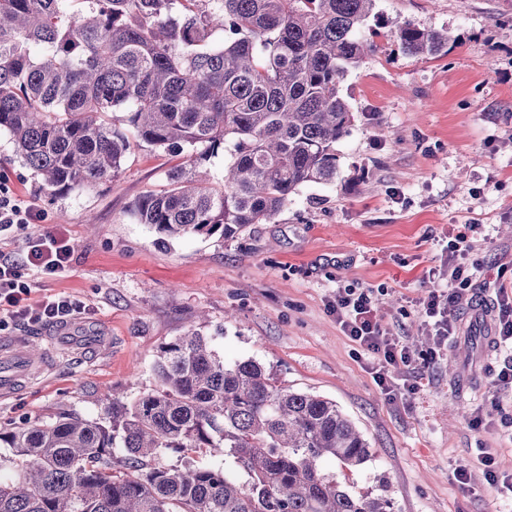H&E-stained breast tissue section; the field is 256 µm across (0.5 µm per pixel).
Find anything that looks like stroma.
Returning <instances> with one entry per match:
<instances>
[{"mask_svg":"<svg viewBox=\"0 0 512 512\" xmlns=\"http://www.w3.org/2000/svg\"><path fill=\"white\" fill-rule=\"evenodd\" d=\"M376 10L448 31L447 54H404L381 30L342 84L354 122L336 146L335 182L302 187L271 223L229 240L164 245L133 218L132 203L162 190L186 154L136 146L114 180L51 195L0 132V172L42 209L38 231L64 232L72 250L63 274L37 279L32 301L83 302L78 322L109 343L96 357L85 340L61 345L55 370L0 402V431L65 412L98 419L115 389L138 399L156 385L161 347L196 328L225 361L256 360L285 385L336 401L372 453L346 474L353 490L381 475L394 512H503L488 475H512V389L493 384V316L460 306L455 340L418 386L406 389L395 365L388 394L329 305L340 289H373L383 324L429 358L435 340L419 311L436 287L429 271L448 264L454 225L479 227L476 290L512 284V0H377ZM484 455L490 468L477 462Z\"/></svg>","mask_w":512,"mask_h":512,"instance_id":"1","label":"stroma"}]
</instances>
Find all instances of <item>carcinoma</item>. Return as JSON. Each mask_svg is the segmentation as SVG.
<instances>
[{
  "mask_svg": "<svg viewBox=\"0 0 512 512\" xmlns=\"http://www.w3.org/2000/svg\"><path fill=\"white\" fill-rule=\"evenodd\" d=\"M0 0V131L52 193L115 179L134 146L188 153L131 206L165 242L233 238L290 195L336 180L353 115L341 93L373 51L376 0ZM390 33L412 56L448 53L446 30ZM127 126L122 131L117 123ZM230 151L215 186L196 164ZM158 387L112 395L99 420L64 415L0 432L15 472L0 512H393L385 478L353 491L323 468L370 460L336 405L252 359L224 362L192 329L163 346ZM222 451L160 464L161 449Z\"/></svg>",
  "mask_w": 512,
  "mask_h": 512,
  "instance_id": "carcinoma-1",
  "label": "carcinoma"
}]
</instances>
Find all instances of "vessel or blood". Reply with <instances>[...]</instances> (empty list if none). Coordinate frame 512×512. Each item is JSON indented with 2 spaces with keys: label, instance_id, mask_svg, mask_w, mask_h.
I'll return each mask as SVG.
<instances>
[{
  "label": "vessel or blood",
  "instance_id": "1",
  "mask_svg": "<svg viewBox=\"0 0 512 512\" xmlns=\"http://www.w3.org/2000/svg\"><path fill=\"white\" fill-rule=\"evenodd\" d=\"M71 326H57L40 338L26 334L0 337V398L8 399L33 380L51 370L55 364L54 345L67 339ZM40 343L39 355H32L33 343Z\"/></svg>",
  "mask_w": 512,
  "mask_h": 512
}]
</instances>
